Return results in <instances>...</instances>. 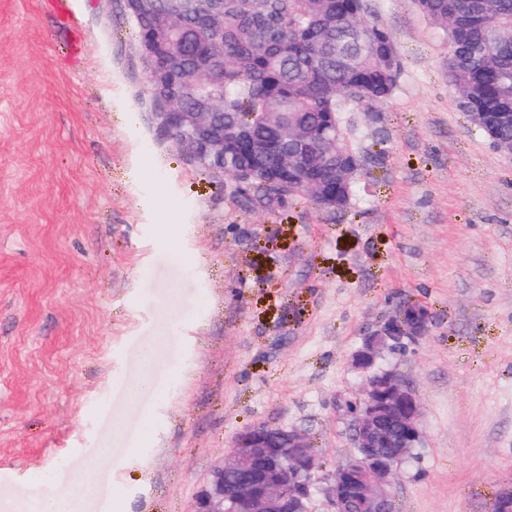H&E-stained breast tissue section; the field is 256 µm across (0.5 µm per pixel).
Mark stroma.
I'll return each instance as SVG.
<instances>
[{"label":"stroma","instance_id":"1","mask_svg":"<svg viewBox=\"0 0 512 512\" xmlns=\"http://www.w3.org/2000/svg\"><path fill=\"white\" fill-rule=\"evenodd\" d=\"M0 0V512L108 487L85 512H193L234 438L351 450L354 353L411 301L428 333L380 359L421 442L394 512H493L512 485V157L445 77L415 0H373L402 58L350 208L244 209L161 130L124 0ZM191 256L184 265L179 253ZM151 364H143L144 353ZM159 387L149 408L130 384Z\"/></svg>","mask_w":512,"mask_h":512}]
</instances>
